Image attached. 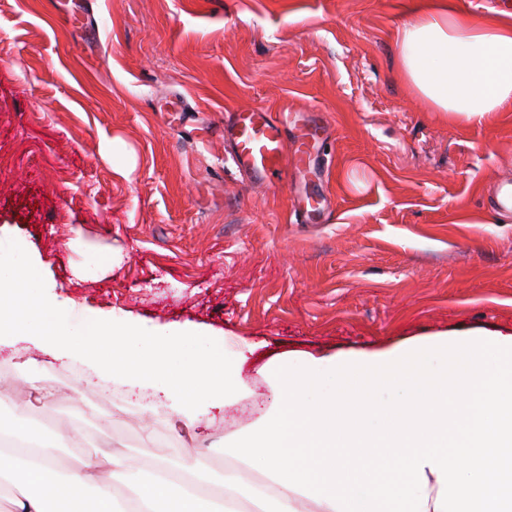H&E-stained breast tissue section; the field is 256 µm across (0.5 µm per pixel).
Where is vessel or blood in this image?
Instances as JSON below:
<instances>
[{
	"label": "vessel or blood",
	"instance_id": "vessel-or-blood-1",
	"mask_svg": "<svg viewBox=\"0 0 512 512\" xmlns=\"http://www.w3.org/2000/svg\"><path fill=\"white\" fill-rule=\"evenodd\" d=\"M230 141L232 159L248 177L270 182L284 172L286 154H293L294 168L306 163L302 139H289L288 129L265 108L233 112L224 127Z\"/></svg>",
	"mask_w": 512,
	"mask_h": 512
}]
</instances>
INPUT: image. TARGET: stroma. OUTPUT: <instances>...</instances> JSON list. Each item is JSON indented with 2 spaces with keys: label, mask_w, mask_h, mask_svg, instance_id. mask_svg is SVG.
<instances>
[{
  "label": "stroma",
  "mask_w": 512,
  "mask_h": 512,
  "mask_svg": "<svg viewBox=\"0 0 512 512\" xmlns=\"http://www.w3.org/2000/svg\"><path fill=\"white\" fill-rule=\"evenodd\" d=\"M405 2L0 0V236L74 316L254 345L251 399L200 408L184 444L146 438L169 435L171 408L126 405L84 359L24 341L0 367L90 403L93 448L220 473L281 354L512 334V218L488 217L512 184V112L453 122L406 95ZM253 107L322 115L296 179L243 178L226 154L225 114ZM106 254L105 276L76 277Z\"/></svg>",
  "instance_id": "obj_1"
}]
</instances>
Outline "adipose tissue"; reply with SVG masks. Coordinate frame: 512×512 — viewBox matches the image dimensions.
I'll list each match as a JSON object with an SVG mask.
<instances>
[{"mask_svg": "<svg viewBox=\"0 0 512 512\" xmlns=\"http://www.w3.org/2000/svg\"><path fill=\"white\" fill-rule=\"evenodd\" d=\"M396 75L428 111L466 121L512 112V9L461 10L409 0L394 34ZM270 407L224 440L233 466L199 457L145 473L133 457L83 453L84 437L0 425V480L21 486L13 512H113V484L131 512H202L211 487L223 512H512V336L475 330L391 348L265 365ZM71 449L68 458L58 447ZM34 458L20 466L21 455Z\"/></svg>", "mask_w": 512, "mask_h": 512, "instance_id": "adipose-tissue-1", "label": "adipose tissue"}]
</instances>
